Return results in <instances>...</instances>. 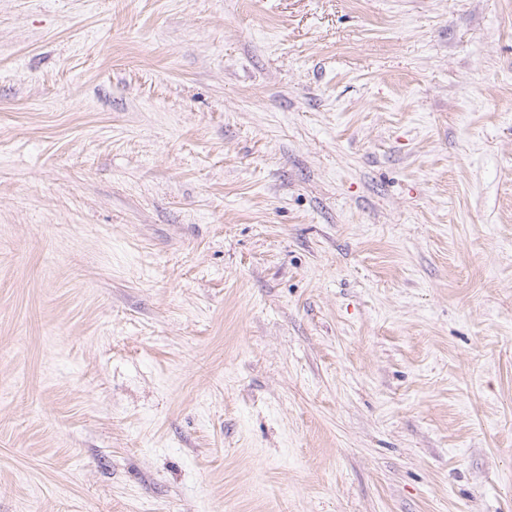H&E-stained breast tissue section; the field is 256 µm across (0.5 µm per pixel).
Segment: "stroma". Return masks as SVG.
<instances>
[{"mask_svg": "<svg viewBox=\"0 0 512 512\" xmlns=\"http://www.w3.org/2000/svg\"><path fill=\"white\" fill-rule=\"evenodd\" d=\"M0 512H512V0H0Z\"/></svg>", "mask_w": 512, "mask_h": 512, "instance_id": "1", "label": "stroma"}]
</instances>
